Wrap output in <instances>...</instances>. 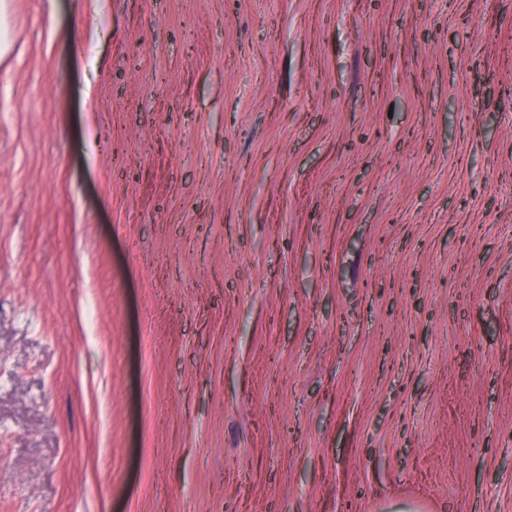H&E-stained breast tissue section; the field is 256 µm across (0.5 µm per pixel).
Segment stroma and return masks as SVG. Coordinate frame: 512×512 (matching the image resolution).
Returning <instances> with one entry per match:
<instances>
[{
    "instance_id": "35a3bbf8",
    "label": "stroma",
    "mask_w": 512,
    "mask_h": 512,
    "mask_svg": "<svg viewBox=\"0 0 512 512\" xmlns=\"http://www.w3.org/2000/svg\"><path fill=\"white\" fill-rule=\"evenodd\" d=\"M512 512V0H0V512Z\"/></svg>"
}]
</instances>
